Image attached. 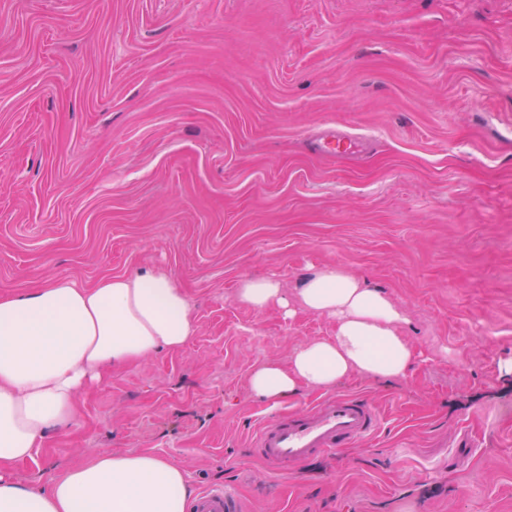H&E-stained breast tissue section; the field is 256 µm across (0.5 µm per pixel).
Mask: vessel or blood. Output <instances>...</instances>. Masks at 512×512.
I'll list each match as a JSON object with an SVG mask.
<instances>
[{"mask_svg":"<svg viewBox=\"0 0 512 512\" xmlns=\"http://www.w3.org/2000/svg\"><path fill=\"white\" fill-rule=\"evenodd\" d=\"M378 413L363 396H329L263 424L255 446L274 471L288 472L311 457L348 448L371 436ZM239 498L221 487L201 490L189 504L190 512H241Z\"/></svg>","mask_w":512,"mask_h":512,"instance_id":"vessel-or-blood-1","label":"vessel or blood"}]
</instances>
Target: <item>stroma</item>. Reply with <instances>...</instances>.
<instances>
[{"mask_svg": "<svg viewBox=\"0 0 512 512\" xmlns=\"http://www.w3.org/2000/svg\"><path fill=\"white\" fill-rule=\"evenodd\" d=\"M359 153L318 154L323 136ZM340 264L419 361L270 401L249 375L336 332L240 303ZM167 273L195 335L82 392L23 484L150 451L244 512H512V0H0V294ZM374 434L285 476L258 428L326 394ZM237 298L240 302L255 309H264L271 304H279L287 310L288 315L293 313L280 281L272 276L243 279L237 288Z\"/></svg>", "mask_w": 512, "mask_h": 512, "instance_id": "35a3bbf8", "label": "stroma"}]
</instances>
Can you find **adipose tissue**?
<instances>
[{"label":"adipose tissue","mask_w":512,"mask_h":512,"mask_svg":"<svg viewBox=\"0 0 512 512\" xmlns=\"http://www.w3.org/2000/svg\"><path fill=\"white\" fill-rule=\"evenodd\" d=\"M237 298L255 309L291 302L272 276L243 279ZM294 302L333 318L336 334L300 344L288 366L257 367L250 386L261 397L328 388L352 374L398 381L417 361L402 332L405 312L344 267L306 277ZM194 334L188 295L162 271L109 276L91 287L60 279L0 295V512H186L188 473L153 453L102 450L45 484L18 482L13 467L71 425L80 392Z\"/></svg>","instance_id":"ef3b65f1"}]
</instances>
